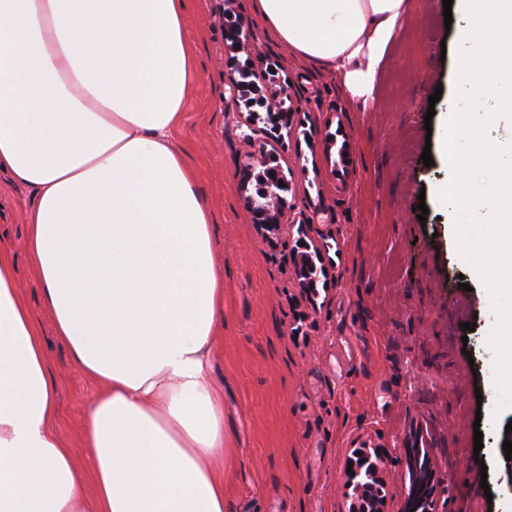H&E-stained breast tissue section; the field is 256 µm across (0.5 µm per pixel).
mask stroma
<instances>
[{
	"label": "stroma",
	"mask_w": 512,
	"mask_h": 512,
	"mask_svg": "<svg viewBox=\"0 0 512 512\" xmlns=\"http://www.w3.org/2000/svg\"><path fill=\"white\" fill-rule=\"evenodd\" d=\"M443 10V0H409L372 93L359 100L331 67L300 60L267 32L253 0H236L228 11L223 0H187L197 77L181 142L210 208L224 272L212 365L224 390V512H343L346 458L363 441L389 456L395 512L408 481L403 450L423 429L432 437L439 512H512V460L503 450L512 407L495 410L485 343L495 317L437 196L452 176L444 125L466 22L457 2L452 24ZM239 26L254 33L271 64V86L287 88L300 106L288 130L275 129L265 113L254 121L256 141L274 149L290 183L294 229L271 241L251 222L240 185L248 147L237 118L247 110L224 91L247 58L230 40ZM346 140L344 165L338 150ZM32 203L31 190L0 172V247L11 253L57 386L55 430L86 463L81 422L97 388L73 364L42 304L25 246ZM300 224L308 234L298 235ZM304 245L326 246L333 261V284L309 297L291 261ZM465 322L475 323L474 332H463Z\"/></svg>",
	"instance_id": "35a3bbf8"
}]
</instances>
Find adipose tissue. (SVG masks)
<instances>
[{
    "instance_id": "obj_1",
    "label": "adipose tissue",
    "mask_w": 512,
    "mask_h": 512,
    "mask_svg": "<svg viewBox=\"0 0 512 512\" xmlns=\"http://www.w3.org/2000/svg\"><path fill=\"white\" fill-rule=\"evenodd\" d=\"M408 0H254L298 57L369 94ZM185 0H0V171L32 190L27 250L98 386L95 487L53 429L56 386L0 251V512H224L211 379L224 273L178 144L197 69Z\"/></svg>"
}]
</instances>
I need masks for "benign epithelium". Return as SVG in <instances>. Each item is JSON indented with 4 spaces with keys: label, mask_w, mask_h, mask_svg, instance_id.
I'll list each match as a JSON object with an SVG mask.
<instances>
[{
    "label": "benign epithelium",
    "mask_w": 512,
    "mask_h": 512,
    "mask_svg": "<svg viewBox=\"0 0 512 512\" xmlns=\"http://www.w3.org/2000/svg\"><path fill=\"white\" fill-rule=\"evenodd\" d=\"M234 45L250 53L251 70L258 74L263 70L264 60L253 52V37L249 31L240 29L232 35ZM271 105L280 111L284 120L296 114L298 106L284 88L270 93ZM261 170L262 198L256 200L245 197V206L251 216L252 223L262 231L277 235L287 225L282 222L287 208V199L283 192L288 187L279 183L285 180L284 175L276 167L271 166V155L264 146H258L247 155V162L240 171L242 190H247L256 170ZM295 275L303 290L316 287L315 274L321 270L330 275V261L317 251L315 254H293ZM407 464L410 473L409 486L405 488L404 498L398 512H436L433 497L438 486L433 467L429 460L428 449H406ZM348 461L353 463L351 471L344 472L345 486L352 490L354 499L353 512H385L387 504V468L385 455L379 448L369 452L361 449V455L351 452Z\"/></svg>",
    "instance_id": "obj_1"
}]
</instances>
